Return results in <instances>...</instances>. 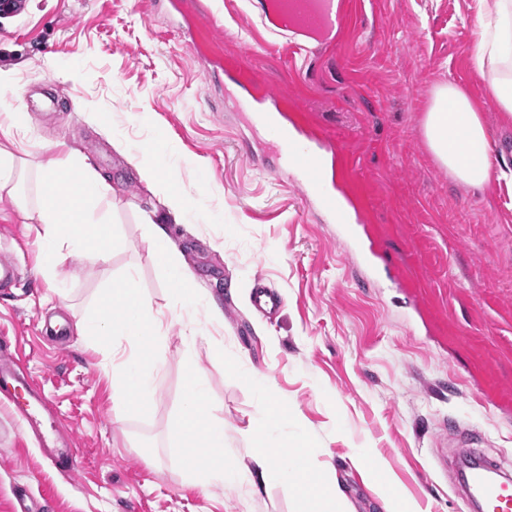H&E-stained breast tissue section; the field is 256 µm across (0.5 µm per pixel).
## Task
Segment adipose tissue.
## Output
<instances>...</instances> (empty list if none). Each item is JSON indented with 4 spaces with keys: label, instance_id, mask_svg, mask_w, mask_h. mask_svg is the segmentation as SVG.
<instances>
[{
    "label": "adipose tissue",
    "instance_id": "obj_1",
    "mask_svg": "<svg viewBox=\"0 0 512 512\" xmlns=\"http://www.w3.org/2000/svg\"><path fill=\"white\" fill-rule=\"evenodd\" d=\"M474 63L479 76L488 83L502 122L512 124V0H497L494 18L482 26ZM422 130L434 158L455 181L473 188L488 183L491 163L487 125L479 105L464 87L453 82L436 86L422 120ZM0 133L5 136L0 142L2 190L23 177L22 162L14 150L17 143L27 138L24 113H6ZM138 171L163 196L170 215L178 218L195 214L192 201L161 175L158 165L142 163ZM38 174L42 190L37 200L19 197L18 207L24 218L41 226L43 276L54 280L57 268L66 258L93 249L98 250L102 260H109L117 237L110 224L87 214L91 205L106 200L109 185L105 178L90 165L72 162L61 152L45 154L38 165ZM54 183L63 184V191L49 193L48 187ZM149 247L172 284L171 311L194 312L202 307L204 297L163 227L151 225ZM109 300L121 304V314L104 312L103 306ZM80 327L84 335L103 346H112L117 336L130 341L126 357L112 365L114 409L122 412L133 404L149 405L159 364L146 350L161 341L162 320L151 300L137 287L134 277H125L120 287L105 289L81 318ZM242 377L261 403L258 418L241 431L242 437L254 445L252 466H244L227 452L224 421L215 415L206 387L195 377L187 384L178 428L170 438L171 447L180 451L179 463L186 482L257 488L274 477L293 492L303 512H350V504L331 470H324L319 479H312L305 435L299 432L293 440L282 439L288 413L273 402L268 379L254 371L243 372ZM275 436L280 437L281 447H296L297 454L283 457L280 466L274 469L266 445ZM199 438L207 448L201 458L191 451L193 441Z\"/></svg>",
    "mask_w": 512,
    "mask_h": 512
}]
</instances>
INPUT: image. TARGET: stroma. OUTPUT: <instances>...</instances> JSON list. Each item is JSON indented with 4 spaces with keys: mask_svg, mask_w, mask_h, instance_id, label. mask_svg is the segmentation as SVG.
<instances>
[{
    "mask_svg": "<svg viewBox=\"0 0 512 512\" xmlns=\"http://www.w3.org/2000/svg\"><path fill=\"white\" fill-rule=\"evenodd\" d=\"M200 2L221 25L195 43L151 0H22L0 14V69L14 72L29 126L17 154L32 172L40 149L61 146L103 174L118 234L109 260L66 258L47 284L37 225L0 191V253L25 247L18 282L0 288V351L20 358L79 455L73 472L50 466L0 406V512H14L21 493L35 512H297L276 481L256 491L187 485L167 445L194 373L230 450L247 459L239 432L258 399L243 366L307 430L313 467L332 464L352 512H385L380 471L416 512H458L457 427L481 434L478 452L512 473V180L500 175L512 168V125L501 126L473 65L479 10L495 0H347L343 31L318 52L250 0ZM243 46L244 90L229 82ZM448 81L484 112L493 176L482 191L455 182L422 133L433 90ZM263 90L293 102V120L334 149L325 180L360 216L354 243L270 152L258 112L240 110L242 93ZM161 127L174 144L162 171L199 206L180 224L127 154ZM148 215L223 320L170 321L152 351V402L119 414L110 356L77 323L130 271L166 309L170 282L150 253ZM259 278L282 300L270 317L251 305ZM358 448L370 450L369 466Z\"/></svg>",
    "mask_w": 512,
    "mask_h": 512,
    "instance_id": "35a3bbf8",
    "label": "stroma"
}]
</instances>
